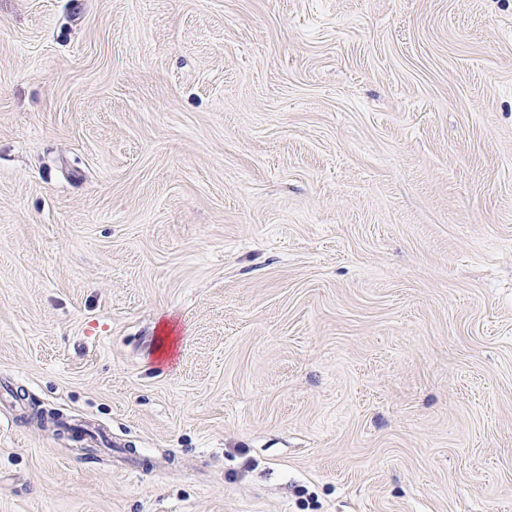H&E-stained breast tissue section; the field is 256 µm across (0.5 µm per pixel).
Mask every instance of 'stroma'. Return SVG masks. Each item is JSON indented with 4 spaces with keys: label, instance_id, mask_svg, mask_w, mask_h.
Segmentation results:
<instances>
[{
    "label": "stroma",
    "instance_id": "1",
    "mask_svg": "<svg viewBox=\"0 0 512 512\" xmlns=\"http://www.w3.org/2000/svg\"><path fill=\"white\" fill-rule=\"evenodd\" d=\"M0 512H512V0H0Z\"/></svg>",
    "mask_w": 512,
    "mask_h": 512
}]
</instances>
